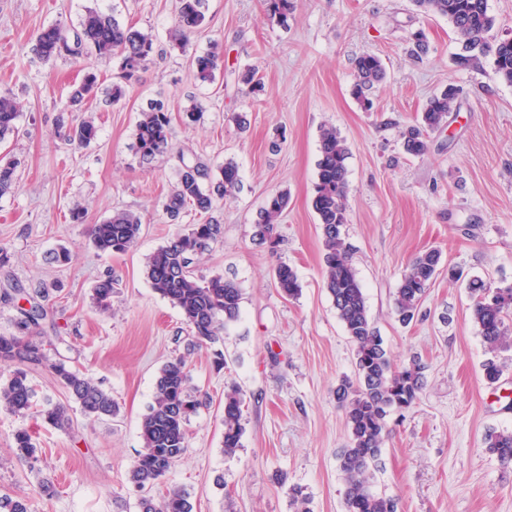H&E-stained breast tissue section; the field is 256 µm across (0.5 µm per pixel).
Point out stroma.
Returning a JSON list of instances; mask_svg holds the SVG:
<instances>
[{
    "label": "stroma",
    "instance_id": "obj_1",
    "mask_svg": "<svg viewBox=\"0 0 512 512\" xmlns=\"http://www.w3.org/2000/svg\"><path fill=\"white\" fill-rule=\"evenodd\" d=\"M152 32L156 49L145 68L124 79L120 57L84 56L46 62L33 50L42 28L73 32L86 10ZM205 21L187 43L170 40L175 0H0V94L21 105L0 158L18 160L14 190L0 196V334L14 331L19 307L48 288L39 332L49 358L108 391L116 416L91 421L72 404L48 366L32 369L37 400L68 405L74 428H53L38 413L0 409V492L27 499L29 512H139L129 471L142 449L140 423L153 401L160 368L184 357L190 384L209 404L187 424L188 452L153 490L184 489L193 512H292L288 489L299 484L312 512H344L345 482L337 454L349 440L334 391L354 374L350 343L325 288L322 235L311 206L319 137L336 128L349 148L345 241L364 289L369 315L395 363L419 356L425 386L416 405L391 414L393 430L373 486L399 500V512H512V461L485 446L489 432L512 431V344L497 352L503 373L483 378L490 352L472 317L469 280L512 284V85L494 58L456 64L461 42L448 18L412 0H295L287 25L267 17L263 0H205ZM428 52L412 54L415 34ZM223 54L209 83L193 76L194 57ZM380 58L386 77L352 94L354 62ZM94 67L99 89L82 115L97 136L72 147L56 134L74 82ZM253 69L262 84L238 80ZM124 98L110 103L113 84ZM455 86L446 125L429 135L427 154L403 152L400 129L413 124L427 99ZM171 116L169 152L143 160L133 149L136 123L149 104ZM200 105L203 118L187 124ZM247 119L239 128L232 119ZM210 167L233 160L240 187L218 201L220 242L197 266L200 275L234 279L243 293L237 322L217 347H197L179 311L151 288L147 256L178 231L203 223L186 210L179 222L163 212L180 157ZM287 191L277 247L252 237L267 197ZM84 218H71L74 208ZM116 211L140 216L136 247L101 253L92 225ZM68 249V264L48 255ZM439 250L443 272L421 302L417 320L402 326L393 299L409 262ZM285 263L302 291L286 298L274 269ZM457 279H449V270ZM112 277V309L100 312L92 289ZM226 359L213 363L214 350ZM244 399L245 433L224 453V390ZM26 428L34 459H18L12 434ZM50 480L52 492L37 486Z\"/></svg>",
    "mask_w": 512,
    "mask_h": 512
}]
</instances>
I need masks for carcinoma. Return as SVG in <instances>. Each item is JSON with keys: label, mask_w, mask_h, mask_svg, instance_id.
<instances>
[{"label": "carcinoma", "mask_w": 512, "mask_h": 512, "mask_svg": "<svg viewBox=\"0 0 512 512\" xmlns=\"http://www.w3.org/2000/svg\"><path fill=\"white\" fill-rule=\"evenodd\" d=\"M415 4L448 18L459 35L463 54L459 65L467 66L479 54H491L499 77L512 85V40H490L494 18L488 13L487 0H414ZM203 0H177V14L170 39L185 43L203 25ZM271 19L285 25L294 11V0H264ZM152 34L132 26H124L113 17L89 9L79 22L78 29L67 35L61 27L52 25L41 29L34 39L33 51L46 62L67 56H79L85 50L97 59H109L120 53L125 76L131 78L144 68L154 53ZM219 52L212 49L194 60V78L200 83L214 80ZM355 96L365 110L371 102L365 92L381 82L385 71L380 59L371 54L357 58ZM97 74L90 69L82 81L73 86L63 107L65 112L78 111L97 87ZM456 98L453 87L431 96L421 112V121L401 132L403 148L413 156L428 150L429 133L442 128ZM19 106L13 98L0 95V141L15 130ZM170 117L161 103H152L140 113L136 126L135 147L146 160L170 150ZM57 134L67 144L80 147L95 139L97 128L84 119L76 125L59 120ZM348 148L345 140L333 127L320 134L317 180L311 205L318 218L322 234L325 287L337 317L354 347V380L344 379L336 387V401L342 409L350 433L349 444L340 450L337 459L345 481V512H398L395 498L372 490L374 468L382 448L390 437L388 417L415 405L424 387V365L414 357L398 365L390 357L383 336L372 322L363 288L344 242L348 223L346 197L348 190ZM177 178L163 205L167 218L176 221L188 208L200 214L214 209L215 201L233 195L239 188L238 167L233 161L214 170L208 165L179 154ZM18 163H0V196L10 192L16 183ZM288 206V193L271 194L253 224V236L271 248L279 244L278 225ZM140 217L117 211L91 229L96 249L103 253H119L134 248L141 234ZM222 225L210 217L202 224H191L158 247L146 262V275L155 293L177 308L191 329L196 343L215 344L227 325L238 319L242 290L232 279L220 274L204 277L196 274L200 258L220 242ZM441 253L428 250L415 257L402 275L394 297L397 320L407 326L419 313L427 288L439 274ZM277 288L289 298L301 293L294 269L279 264L275 269ZM112 278L97 282L92 300L99 309L111 307ZM472 299V316L484 342L493 350L502 347L512 327V285L495 287L474 279L468 283ZM39 308H20L18 332L0 334V360L13 364L14 369L0 377V408L13 414H25L35 406V389L29 371L49 364L50 369L79 405L82 414L90 419H102L117 414L112 396L67 365L66 360L48 362L42 337L34 335ZM204 402L189 388L186 363L181 358L167 362L155 383L153 402L142 417L140 437L142 451L131 469V482L141 492L139 512H192L187 492L174 488L159 501L147 491L159 484L171 468L180 462L188 448L186 425ZM244 400L239 390L224 392V453L231 454L242 447L245 432ZM43 421L58 429L72 428L69 407L47 402L41 405ZM13 448L20 459L35 458V443L31 433L19 428L13 433ZM488 451L501 461H512V432H493L487 435ZM294 512H311L310 496L301 485L289 488ZM0 512H28L25 500L9 494L0 495Z\"/></svg>", "instance_id": "carcinoma-1"}]
</instances>
